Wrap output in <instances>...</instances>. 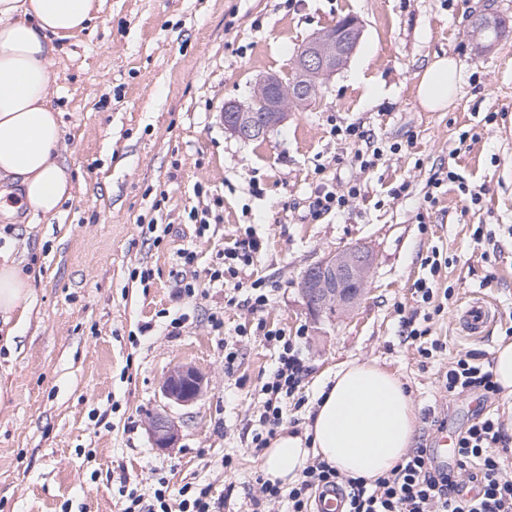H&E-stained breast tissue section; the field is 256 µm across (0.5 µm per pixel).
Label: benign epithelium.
Here are the masks:
<instances>
[{
	"label": "benign epithelium",
	"instance_id": "1",
	"mask_svg": "<svg viewBox=\"0 0 512 512\" xmlns=\"http://www.w3.org/2000/svg\"><path fill=\"white\" fill-rule=\"evenodd\" d=\"M362 30L357 19L351 18L343 31H329L321 40L307 42L296 55L295 65L302 71L330 75L350 60L361 38ZM271 76L259 82L253 99L259 101L264 111L272 113L267 118L253 108V103H230L224 109L227 132L242 140H258L271 128L283 121L286 109L277 98ZM372 270L371 255L363 247H348L328 255L307 269L301 292L310 313L321 316L331 310L349 311L366 294ZM203 377L190 366L173 369L162 383V394L169 402L189 406L203 393ZM148 430L159 448L173 446L177 427L166 413L153 415Z\"/></svg>",
	"mask_w": 512,
	"mask_h": 512
}]
</instances>
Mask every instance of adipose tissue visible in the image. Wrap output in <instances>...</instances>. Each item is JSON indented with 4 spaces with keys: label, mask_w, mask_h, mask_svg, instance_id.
Here are the masks:
<instances>
[{
    "label": "adipose tissue",
    "mask_w": 512,
    "mask_h": 512,
    "mask_svg": "<svg viewBox=\"0 0 512 512\" xmlns=\"http://www.w3.org/2000/svg\"><path fill=\"white\" fill-rule=\"evenodd\" d=\"M102 0H0V215L18 210L52 216L72 196L68 164L60 157L61 112L48 104L49 69L64 41L87 28ZM462 81L453 58L434 56L420 74L417 98L429 112L444 110ZM31 274L0 253V324L13 340L33 309ZM320 390L304 433L280 432L261 458L270 482L294 483L309 456L342 473L369 480L390 471L414 442L416 412L393 372L371 361L342 364Z\"/></svg>",
    "instance_id": "obj_1"
}]
</instances>
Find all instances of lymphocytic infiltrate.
<instances>
[{
	"label": "lymphocytic infiltrate",
	"instance_id": "1",
	"mask_svg": "<svg viewBox=\"0 0 512 512\" xmlns=\"http://www.w3.org/2000/svg\"><path fill=\"white\" fill-rule=\"evenodd\" d=\"M415 294L425 313L422 319L406 317L403 333L423 359L446 350L434 338L429 325L440 315L444 303L436 302L432 283L421 280ZM264 339L279 350L278 361L262 386L265 400L254 419L251 446L266 448L284 422V407L300 386L303 366L295 341L277 330H268ZM449 395L479 393L482 400L497 397L501 389L494 380L487 354L466 353L449 362L441 379ZM456 463H435L430 448L419 445L389 472L369 481L341 473L327 461L315 459L304 468L289 488L256 478L258 492L252 501L259 512L286 504L287 512H312V495L325 488H340L347 494V512H512V436L493 413L478 415L461 432L455 443ZM178 509H171L169 488L159 485L152 496L125 492L120 512H220L223 503L213 500L209 485L184 484L178 491Z\"/></svg>",
	"mask_w": 512,
	"mask_h": 512
}]
</instances>
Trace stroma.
Masks as SVG:
<instances>
[{
	"instance_id": "stroma-1",
	"label": "stroma",
	"mask_w": 512,
	"mask_h": 512,
	"mask_svg": "<svg viewBox=\"0 0 512 512\" xmlns=\"http://www.w3.org/2000/svg\"><path fill=\"white\" fill-rule=\"evenodd\" d=\"M480 13L512 18V0H105L51 65L73 197L53 218L0 219V248L34 275L30 320L14 350H0L9 391L0 404V512H118L120 487L148 496L162 481L173 494L208 484L223 512H251L242 485L260 474L261 457L245 430L277 359L260 323L299 338L308 368L305 404L287 406L285 430H303L329 375L355 359L401 376L416 443L432 447L440 429H467L477 396L448 397L441 376L450 357L493 352L512 326V28L477 47L468 31ZM345 16L359 19L362 36L315 102L289 110L260 140L225 131L227 102H249L264 77H288L298 46ZM443 54L463 81L446 111L426 112L419 74ZM368 83L376 98L365 97ZM351 124L386 149L369 172L353 163L364 142L334 133ZM450 167L483 188L480 205L453 184L425 203L430 177ZM356 178L362 191L348 210L311 219L318 183L341 189ZM193 209L217 217L204 235L188 219ZM479 229L490 238L478 246ZM249 232L260 241L251 265L238 280L210 281L219 254ZM352 245L374 257L364 298L348 313L310 315L304 271ZM185 249L193 264L183 263ZM431 256L442 263L435 274ZM139 267L151 269L149 286L131 278ZM429 277L452 288L454 302L489 297L498 318L485 340L461 336L448 309L431 322L447 353L421 359L401 318L419 312L415 284ZM258 279L270 302L253 313L242 301ZM191 280L197 295L186 303L177 293ZM214 313L223 328L212 327ZM180 315L179 335H169ZM228 344L237 352L230 371ZM181 365L204 377V394L168 409L160 387ZM163 410L179 425L169 450L147 429Z\"/></svg>"
}]
</instances>
